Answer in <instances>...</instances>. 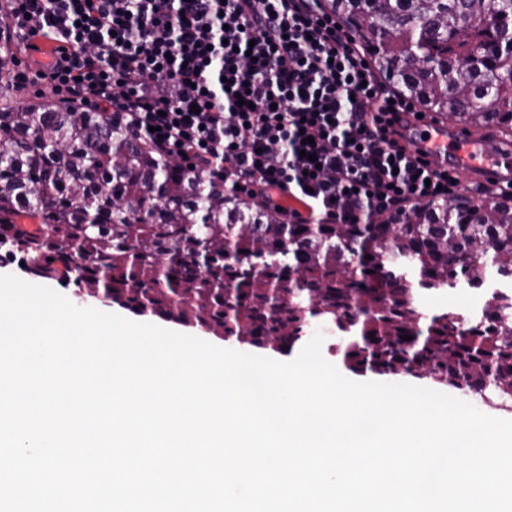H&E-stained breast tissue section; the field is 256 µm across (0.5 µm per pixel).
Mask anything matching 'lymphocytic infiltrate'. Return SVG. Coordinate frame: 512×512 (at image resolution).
I'll list each match as a JSON object with an SVG mask.
<instances>
[{
  "label": "lymphocytic infiltrate",
  "mask_w": 512,
  "mask_h": 512,
  "mask_svg": "<svg viewBox=\"0 0 512 512\" xmlns=\"http://www.w3.org/2000/svg\"><path fill=\"white\" fill-rule=\"evenodd\" d=\"M0 81L50 85L289 223L364 224L459 195L392 129L414 105L318 0H6ZM53 41L52 63L32 53Z\"/></svg>",
  "instance_id": "1"
}]
</instances>
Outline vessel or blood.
Segmentation results:
<instances>
[{
    "instance_id": "obj_1",
    "label": "vessel or blood",
    "mask_w": 512,
    "mask_h": 512,
    "mask_svg": "<svg viewBox=\"0 0 512 512\" xmlns=\"http://www.w3.org/2000/svg\"><path fill=\"white\" fill-rule=\"evenodd\" d=\"M409 149L421 154L431 168H452L466 173H480L488 185L499 187L512 182V157L500 155L487 159L481 139L464 129L448 128L433 116L408 114Z\"/></svg>"
}]
</instances>
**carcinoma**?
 I'll return each instance as SVG.
<instances>
[{
	"label": "carcinoma",
	"mask_w": 512,
	"mask_h": 512,
	"mask_svg": "<svg viewBox=\"0 0 512 512\" xmlns=\"http://www.w3.org/2000/svg\"><path fill=\"white\" fill-rule=\"evenodd\" d=\"M372 66L427 112L512 134V0H326ZM32 213L46 226L17 223ZM36 276L137 312L293 346L332 317L355 368L512 400V204L426 203L400 221L283 224L99 112L0 102V245ZM508 288L468 319L443 291ZM411 340L406 341L404 337Z\"/></svg>",
	"instance_id": "cac0c4a2"
}]
</instances>
